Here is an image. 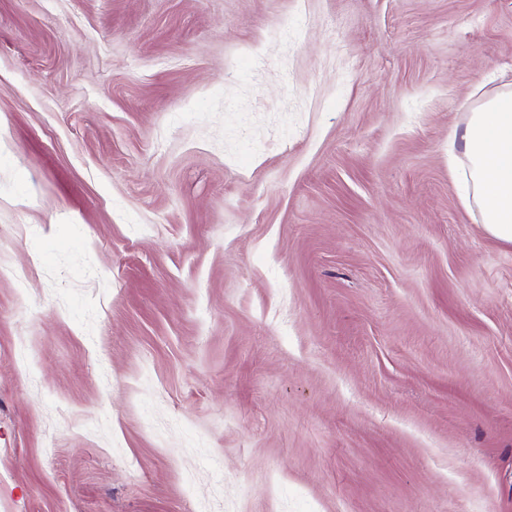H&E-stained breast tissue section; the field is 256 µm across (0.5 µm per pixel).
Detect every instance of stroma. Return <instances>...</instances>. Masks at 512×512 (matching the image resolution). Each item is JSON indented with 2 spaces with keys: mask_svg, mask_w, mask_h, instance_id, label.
Listing matches in <instances>:
<instances>
[{
  "mask_svg": "<svg viewBox=\"0 0 512 512\" xmlns=\"http://www.w3.org/2000/svg\"><path fill=\"white\" fill-rule=\"evenodd\" d=\"M511 83L512 0H0V512H512ZM461 144L474 190L460 197L462 205H477L485 231L512 245V89L471 112Z\"/></svg>",
  "mask_w": 512,
  "mask_h": 512,
  "instance_id": "35a3bbf8",
  "label": "stroma"
}]
</instances>
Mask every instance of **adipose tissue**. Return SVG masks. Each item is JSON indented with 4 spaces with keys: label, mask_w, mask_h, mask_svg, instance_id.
<instances>
[{
    "label": "adipose tissue",
    "mask_w": 512,
    "mask_h": 512,
    "mask_svg": "<svg viewBox=\"0 0 512 512\" xmlns=\"http://www.w3.org/2000/svg\"><path fill=\"white\" fill-rule=\"evenodd\" d=\"M461 144L474 190L462 205L478 206L485 231L512 245V89L473 110Z\"/></svg>",
    "instance_id": "ef3b65f1"
}]
</instances>
